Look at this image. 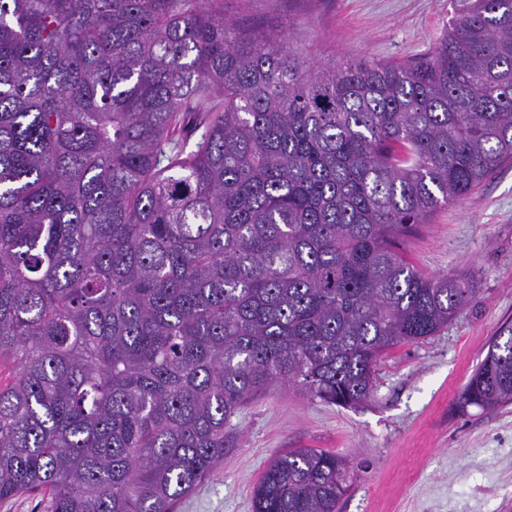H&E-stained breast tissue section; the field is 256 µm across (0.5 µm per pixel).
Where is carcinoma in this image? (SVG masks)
I'll use <instances>...</instances> for the list:
<instances>
[{
    "mask_svg": "<svg viewBox=\"0 0 512 512\" xmlns=\"http://www.w3.org/2000/svg\"><path fill=\"white\" fill-rule=\"evenodd\" d=\"M416 60L307 64L224 0H0V499L178 512L274 383L354 406L469 304L401 244L512 163V0ZM512 402V326L458 404ZM277 454L253 512H339Z\"/></svg>",
    "mask_w": 512,
    "mask_h": 512,
    "instance_id": "1",
    "label": "carcinoma"
}]
</instances>
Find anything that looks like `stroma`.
Returning <instances> with one entry per match:
<instances>
[{"mask_svg":"<svg viewBox=\"0 0 512 512\" xmlns=\"http://www.w3.org/2000/svg\"><path fill=\"white\" fill-rule=\"evenodd\" d=\"M224 12L241 28L284 36L319 67L427 53L448 0H224ZM405 248L427 274L472 277L470 303L436 336L378 362L362 407L271 386L227 421L223 462L179 512H252L272 457L293 448L354 464L341 512H512V405L453 411L489 338L512 323V165L440 209Z\"/></svg>","mask_w":512,"mask_h":512,"instance_id":"1","label":"stroma"}]
</instances>
